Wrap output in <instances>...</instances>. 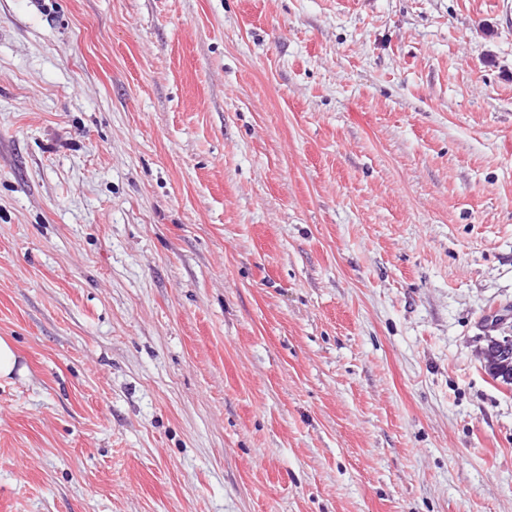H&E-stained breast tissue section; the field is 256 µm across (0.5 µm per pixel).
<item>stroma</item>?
Listing matches in <instances>:
<instances>
[{
	"label": "stroma",
	"instance_id": "stroma-1",
	"mask_svg": "<svg viewBox=\"0 0 512 512\" xmlns=\"http://www.w3.org/2000/svg\"><path fill=\"white\" fill-rule=\"evenodd\" d=\"M512 0H0V512H512ZM25 367L20 364L18 353L13 344L0 337V381H12L15 374L24 375ZM484 369L494 379L505 385L512 384V357L493 356L485 358Z\"/></svg>",
	"mask_w": 512,
	"mask_h": 512
}]
</instances>
